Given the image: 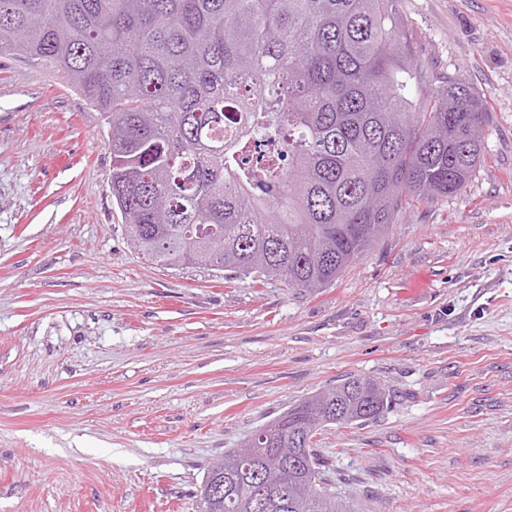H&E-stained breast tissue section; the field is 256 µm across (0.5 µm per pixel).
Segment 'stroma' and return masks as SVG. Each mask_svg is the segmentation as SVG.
<instances>
[{
	"instance_id": "1",
	"label": "stroma",
	"mask_w": 512,
	"mask_h": 512,
	"mask_svg": "<svg viewBox=\"0 0 512 512\" xmlns=\"http://www.w3.org/2000/svg\"><path fill=\"white\" fill-rule=\"evenodd\" d=\"M401 13L413 95L483 93L484 160L313 294L134 252L105 114L0 50V512H200L212 462L352 375L394 394L320 436L352 512H512V0Z\"/></svg>"
}]
</instances>
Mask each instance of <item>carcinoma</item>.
Masks as SVG:
<instances>
[{
  "label": "carcinoma",
  "instance_id": "1",
  "mask_svg": "<svg viewBox=\"0 0 512 512\" xmlns=\"http://www.w3.org/2000/svg\"><path fill=\"white\" fill-rule=\"evenodd\" d=\"M400 0H0V50L57 67L106 114L112 201L165 268L218 267L313 293L383 240L412 201L458 194L482 161L484 98L448 79L423 99ZM351 377L271 422L306 465L209 512H350L316 435L391 402Z\"/></svg>",
  "mask_w": 512,
  "mask_h": 512
}]
</instances>
